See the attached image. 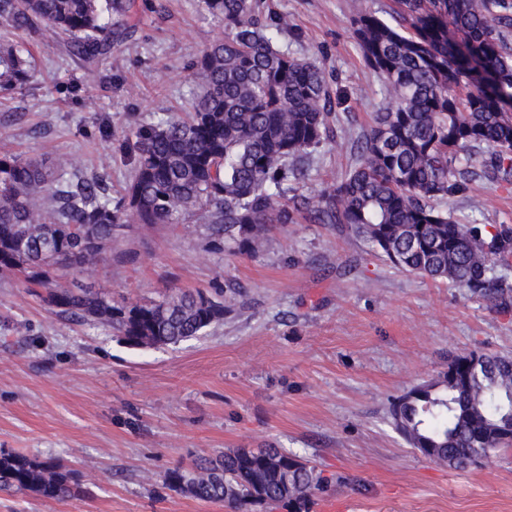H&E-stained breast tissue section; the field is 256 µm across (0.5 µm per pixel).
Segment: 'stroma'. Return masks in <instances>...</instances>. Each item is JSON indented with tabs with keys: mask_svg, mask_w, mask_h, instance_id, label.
<instances>
[{
	"mask_svg": "<svg viewBox=\"0 0 512 512\" xmlns=\"http://www.w3.org/2000/svg\"><path fill=\"white\" fill-rule=\"evenodd\" d=\"M295 35L281 41L325 73L341 133L314 151L305 191L336 181L350 140L368 130L380 82L350 22L394 0H265ZM131 37L86 69L61 37L32 46L26 88L0 99V147L99 176L113 192L133 162L128 122L184 112L189 65L224 26L200 0H135ZM457 214L512 224V188L479 179ZM96 280L115 300L170 290L244 289L203 336L139 349L111 331L59 318L19 281L0 277V452L51 458L85 495L0 491V512H229L163 483L166 470L231 448L275 446L328 481L313 512H512V448L454 469L406 447L389 401L470 351L512 354V309L445 281L402 272L362 239L301 222L255 250H215L203 224H129Z\"/></svg>",
	"mask_w": 512,
	"mask_h": 512,
	"instance_id": "1",
	"label": "stroma"
}]
</instances>
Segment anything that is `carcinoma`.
Segmentation results:
<instances>
[{"mask_svg":"<svg viewBox=\"0 0 512 512\" xmlns=\"http://www.w3.org/2000/svg\"><path fill=\"white\" fill-rule=\"evenodd\" d=\"M224 38L190 65L188 116L123 131L134 171L114 198L102 179L59 159L0 150V276L45 290L56 315L109 328L136 348L176 346L224 319L242 297L179 291L115 301L81 283L112 259L126 224H205L217 250H249L279 224L339 226L397 269L447 280L492 308L512 307V224H482L443 208L487 174L512 184V0H395L390 19L360 11L354 32L384 92L349 167L314 193L301 161L333 137L324 72L279 45L290 28L262 0H202ZM133 0H0V20L28 40L0 39V93L29 80L30 43L66 38L85 67L130 30ZM482 151V170L472 152ZM387 415L404 444L457 469L512 444V356L470 352L448 372L393 398ZM169 488L231 512H312L322 478L283 448H232L163 475ZM63 500L84 494L51 459L0 453V489Z\"/></svg>","mask_w":512,"mask_h":512,"instance_id":"cac0c4a2","label":"carcinoma"}]
</instances>
